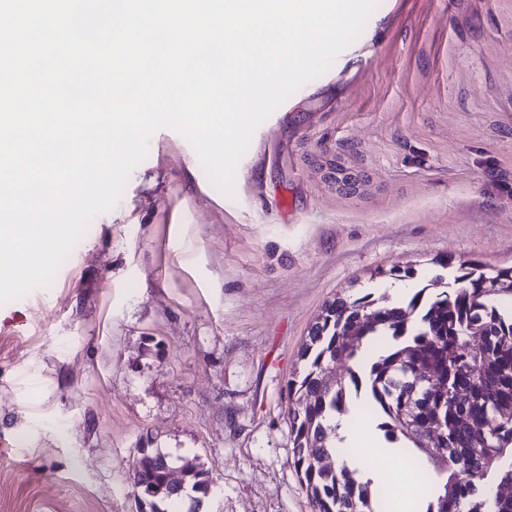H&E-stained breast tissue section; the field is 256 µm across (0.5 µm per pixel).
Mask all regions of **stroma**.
I'll use <instances>...</instances> for the list:
<instances>
[{
  "mask_svg": "<svg viewBox=\"0 0 512 512\" xmlns=\"http://www.w3.org/2000/svg\"><path fill=\"white\" fill-rule=\"evenodd\" d=\"M512 267V0H379L255 131L232 193L160 129L52 284L0 305V512H138L139 448L201 512H312L287 382L336 295ZM137 458L134 469L130 476V484L134 492L138 494L142 491L145 497L137 499V502L144 506L140 512H168L165 506L169 501L177 498L171 497L168 492V482L170 488L177 494L181 495L186 489H190L196 493L198 490L202 492V497H206V491L211 481L210 472L200 464L186 465L183 469V476L181 470V477L175 478L180 469H175L168 458L165 459L161 465L160 459L162 456H167L158 449L152 448H139L136 449ZM167 470V476L164 472ZM133 475L136 481L132 480ZM182 477L185 484L181 486ZM140 488V490L138 489ZM148 507V509H147Z\"/></svg>",
  "mask_w": 512,
  "mask_h": 512,
  "instance_id": "stroma-1",
  "label": "stroma"
}]
</instances>
